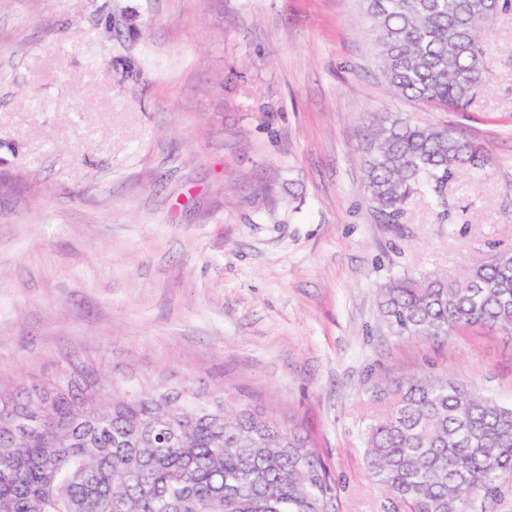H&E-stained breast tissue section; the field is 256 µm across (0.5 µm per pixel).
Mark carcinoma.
I'll return each instance as SVG.
<instances>
[{
  "instance_id": "obj_1",
  "label": "carcinoma",
  "mask_w": 512,
  "mask_h": 512,
  "mask_svg": "<svg viewBox=\"0 0 512 512\" xmlns=\"http://www.w3.org/2000/svg\"><path fill=\"white\" fill-rule=\"evenodd\" d=\"M512 0H367L378 67L393 93L462 110L484 83L485 32ZM366 191L400 224L429 191L453 223L448 184L485 173L489 158L448 127L385 112L363 146ZM399 336L445 341L483 328L512 335V249L489 254L460 282L399 276L383 294ZM16 390L0 409V512H340L338 483L299 425L259 398L184 384L167 408L149 386L114 381ZM385 405L362 430L364 462L392 512H466L512 494V407L446 377L374 383Z\"/></svg>"
}]
</instances>
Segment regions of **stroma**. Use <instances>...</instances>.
Listing matches in <instances>:
<instances>
[{"label": "stroma", "mask_w": 512, "mask_h": 512, "mask_svg": "<svg viewBox=\"0 0 512 512\" xmlns=\"http://www.w3.org/2000/svg\"><path fill=\"white\" fill-rule=\"evenodd\" d=\"M466 111L395 97L363 0H0V386L232 385L292 416L343 512H386L361 429L378 378L450 377L512 405V335H396L392 277L459 279L512 248V11ZM138 70L135 80L122 69ZM368 112L491 158L384 224Z\"/></svg>", "instance_id": "1"}]
</instances>
